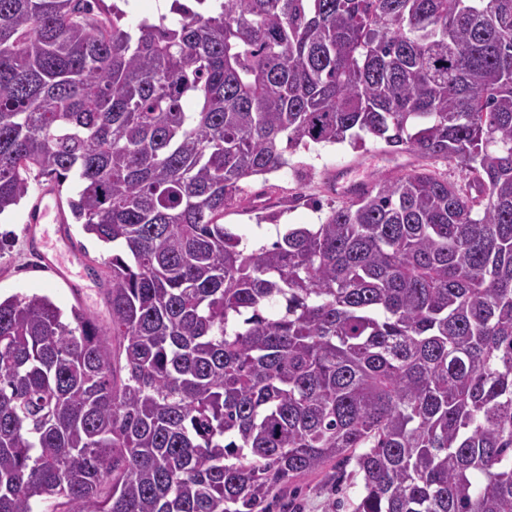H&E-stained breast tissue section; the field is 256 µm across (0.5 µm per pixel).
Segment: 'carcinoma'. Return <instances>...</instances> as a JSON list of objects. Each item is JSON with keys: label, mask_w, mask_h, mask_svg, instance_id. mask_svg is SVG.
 <instances>
[{"label": "carcinoma", "mask_w": 512, "mask_h": 512, "mask_svg": "<svg viewBox=\"0 0 512 512\" xmlns=\"http://www.w3.org/2000/svg\"><path fill=\"white\" fill-rule=\"evenodd\" d=\"M0 0V214L76 180L111 328L0 300V512H512V0ZM194 99L187 112L181 102ZM456 163L247 250L224 210L311 143ZM112 1L116 3L120 8L125 10L128 14V20L132 23L137 22L138 20L144 17H154L159 13H169V8L171 2L168 0H128V5L124 6V1L122 0H104L106 6H111ZM340 473L328 465L322 470L307 474L271 498V512H351L350 502L355 496L352 478L342 488L337 487ZM350 484V485H349ZM285 504L286 506H282ZM284 508V509H283ZM336 509V511H331Z\"/></svg>", "instance_id": "obj_1"}]
</instances>
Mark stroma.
I'll list each match as a JSON object with an SVG mask.
<instances>
[{
    "label": "stroma",
    "instance_id": "35a3bbf8",
    "mask_svg": "<svg viewBox=\"0 0 512 512\" xmlns=\"http://www.w3.org/2000/svg\"><path fill=\"white\" fill-rule=\"evenodd\" d=\"M460 181L456 164L423 162L406 153L392 152L381 140L367 139L364 147L349 143L319 144L290 154L279 171L254 176L244 183L246 196L224 212L225 223L244 234L248 247L275 241L279 228L291 224L322 223L331 208L347 201L346 190L355 184L392 180L418 166ZM74 193L73 183H65L57 196L61 221L38 219V190L8 212L0 214V297L16 294L45 295L63 310L77 306L90 314L101 328H109L111 314L106 302L99 269L108 249L75 223L67 205ZM47 234L62 259L81 258L79 274L61 278L31 245V228ZM335 467L299 478L277 494L270 512H351L355 496L352 485H338Z\"/></svg>",
    "mask_w": 512,
    "mask_h": 512
}]
</instances>
